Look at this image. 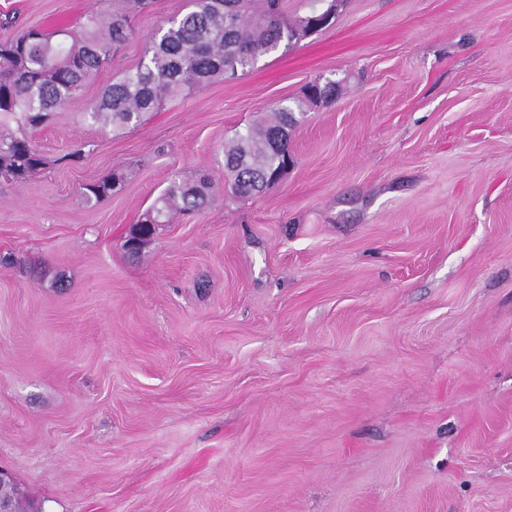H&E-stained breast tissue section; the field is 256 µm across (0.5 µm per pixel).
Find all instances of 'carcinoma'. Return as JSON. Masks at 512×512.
<instances>
[{"label":"carcinoma","mask_w":512,"mask_h":512,"mask_svg":"<svg viewBox=\"0 0 512 512\" xmlns=\"http://www.w3.org/2000/svg\"><path fill=\"white\" fill-rule=\"evenodd\" d=\"M326 2L290 23L284 19L282 0H190L187 12L152 36L136 70L103 91L91 117L115 128L136 124L186 87L233 76L280 45L327 27L335 17L336 0ZM148 4L122 0L120 9L92 11L79 33L30 24L16 37L0 41V116L17 126V133L0 135V184L26 180L47 165L26 131L43 125L112 64L115 51L132 32V19ZM335 92L330 83L314 82L306 87L304 100L326 102ZM297 110H302L300 101L281 107L274 122L246 127L224 148V168L236 196L262 194L273 187L271 175H284L292 163L288 129L296 123ZM123 182L114 173L88 185L87 201L112 196ZM207 189L203 181H171L142 215L143 234H151L156 224L170 223L178 212L204 207ZM0 497L9 501L12 512H42L13 480L0 483Z\"/></svg>","instance_id":"1"}]
</instances>
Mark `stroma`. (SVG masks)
<instances>
[{"label": "stroma", "mask_w": 512, "mask_h": 512, "mask_svg": "<svg viewBox=\"0 0 512 512\" xmlns=\"http://www.w3.org/2000/svg\"><path fill=\"white\" fill-rule=\"evenodd\" d=\"M113 6L0 0V39ZM188 9L152 0L0 187V468L43 512H512V0H341L234 81L94 122ZM315 80L339 90L293 165L235 197L225 144ZM124 177L118 173H112V176L97 181L87 186V201L95 200L100 202L105 198L111 197L112 194L119 192L123 187ZM207 189L204 181L196 184L171 181L156 202L142 215L139 224H154L140 227L143 235H150L155 224H169L177 212H193L204 207L209 200Z\"/></svg>", "instance_id": "1"}]
</instances>
